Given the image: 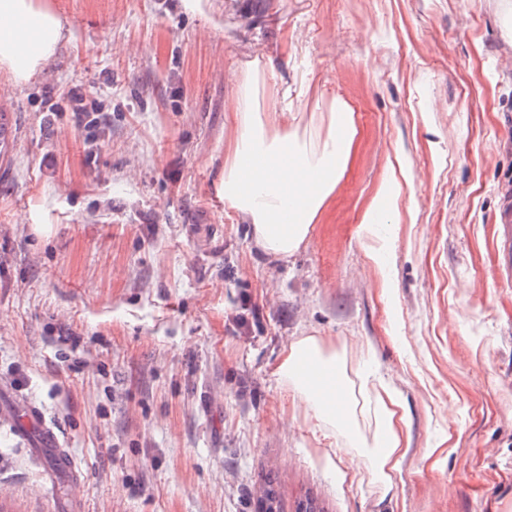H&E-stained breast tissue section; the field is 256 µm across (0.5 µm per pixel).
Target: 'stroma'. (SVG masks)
<instances>
[{
  "mask_svg": "<svg viewBox=\"0 0 512 512\" xmlns=\"http://www.w3.org/2000/svg\"><path fill=\"white\" fill-rule=\"evenodd\" d=\"M71 36L14 86L0 159V512H512V0H52ZM316 148L332 100L356 125L300 251L255 247L213 185L233 93ZM86 98L79 120L70 90ZM412 182L381 278L361 214L394 160ZM320 340L394 387L409 446L384 493L275 368ZM38 411L82 475L48 480L17 433Z\"/></svg>",
  "mask_w": 512,
  "mask_h": 512,
  "instance_id": "35a3bbf8",
  "label": "stroma"
}]
</instances>
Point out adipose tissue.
Masks as SVG:
<instances>
[{
	"instance_id": "obj_1",
	"label": "adipose tissue",
	"mask_w": 512,
	"mask_h": 512,
	"mask_svg": "<svg viewBox=\"0 0 512 512\" xmlns=\"http://www.w3.org/2000/svg\"><path fill=\"white\" fill-rule=\"evenodd\" d=\"M67 33L63 14L49 0H0V72L15 84L29 82L56 53ZM234 134L224 146V169L214 189L226 209L251 227L257 248L285 260L309 237L321 207L333 192L351 152L356 130L351 113L330 112L328 132L319 149L289 139L281 125L288 118V97L272 99L259 111L251 86L235 92ZM317 188H310V177ZM403 186L396 174L383 178L365 208L358 236L379 270H386L392 240L380 230L381 216L396 212ZM316 360L304 369V356ZM277 376L294 384L299 401L316 421L341 426L356 436L376 482L392 490L406 446L407 413L395 391L373 387L377 426L372 437L361 436L355 411L345 405L342 372L335 354L324 353L318 339L304 336L286 351Z\"/></svg>"
}]
</instances>
